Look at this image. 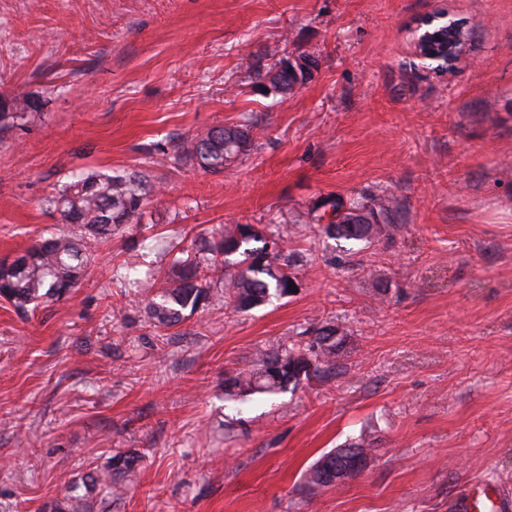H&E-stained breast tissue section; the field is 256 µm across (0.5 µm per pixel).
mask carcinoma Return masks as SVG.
Segmentation results:
<instances>
[{
    "instance_id": "carcinoma-1",
    "label": "carcinoma",
    "mask_w": 512,
    "mask_h": 512,
    "mask_svg": "<svg viewBox=\"0 0 512 512\" xmlns=\"http://www.w3.org/2000/svg\"><path fill=\"white\" fill-rule=\"evenodd\" d=\"M288 58H279L267 72L266 80L282 95L295 85L311 78L317 60L297 73L288 71ZM37 103L27 94L12 99V111L0 112V130L24 121ZM248 117L236 125L216 127L203 134L180 138L169 147L159 148L164 159L178 165L189 162L205 172L222 174L238 163L251 149ZM154 187L148 176L137 170L110 172L89 170L53 189L43 199L44 206L60 213L70 229L45 239L17 256L12 262H0V298L19 311H34L59 300L78 287L97 254L88 245L105 243L112 233L124 226H138ZM332 217L323 232L333 239L368 241L379 228L378 215L385 211L368 204L342 200L330 203ZM145 240L132 239L122 263L125 278L132 288L147 287L152 294L145 299V312L156 326L172 327L187 315L195 313L213 299L211 283L223 285L224 304L248 311L276 296L285 298L298 285L288 272V261L281 260L278 251H269V240L252 224L222 225L217 234H203L193 240L192 249H180L172 266L163 272L157 269L140 271V256ZM241 256L233 262L230 257ZM336 330L324 329L308 342L293 338L273 351H260L251 367L224 381V395L235 400L254 394L276 395L298 386L316 374L336 357ZM368 456L371 449L354 442L321 455L307 471V482L316 487L331 483L321 466L330 458L336 466L346 465L353 450ZM138 462L135 453L112 456L111 472L117 476L131 471Z\"/></svg>"
}]
</instances>
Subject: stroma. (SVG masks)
<instances>
[{"instance_id": "stroma-1", "label": "stroma", "mask_w": 512, "mask_h": 512, "mask_svg": "<svg viewBox=\"0 0 512 512\" xmlns=\"http://www.w3.org/2000/svg\"><path fill=\"white\" fill-rule=\"evenodd\" d=\"M468 27L444 72L417 57L434 10ZM318 61L288 95L277 56ZM0 260L63 230L43 199L73 174L142 168L161 191L99 248L79 288L36 312L0 300V512H455L482 481L512 497V0H0ZM254 148L223 174L157 149L242 116ZM390 199L381 233L332 239L326 198ZM252 224L296 293L247 313L212 301L176 326L120 281L130 238L166 269L184 229ZM332 328L330 370L226 401L257 349ZM370 440L332 488L311 463ZM141 457L119 489L113 454ZM12 110L15 112H0V130H5L10 127L19 125L28 117V112L31 109L37 108V103L29 94H18L13 97ZM354 449L360 450V453L365 455L366 459L368 460V457L371 454V449L358 442L345 445L342 448H335L321 455V457L310 467L306 474L307 482L316 487L336 486L329 482L325 475V471L321 466V462L324 458H330L335 462L336 466L340 468L345 467L346 461L349 459L351 452Z\"/></svg>"}]
</instances>
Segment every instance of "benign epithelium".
I'll return each mask as SVG.
<instances>
[{
  "instance_id": "7a95c632",
  "label": "benign epithelium",
  "mask_w": 512,
  "mask_h": 512,
  "mask_svg": "<svg viewBox=\"0 0 512 512\" xmlns=\"http://www.w3.org/2000/svg\"><path fill=\"white\" fill-rule=\"evenodd\" d=\"M461 24L448 19V13L437 10L420 20L414 30V43L419 58L436 70L448 67L464 40Z\"/></svg>"
}]
</instances>
